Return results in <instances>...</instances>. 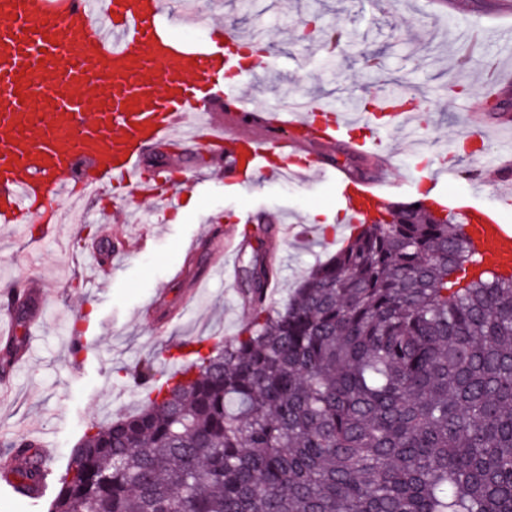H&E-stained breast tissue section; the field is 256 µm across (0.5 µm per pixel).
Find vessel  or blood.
<instances>
[{"instance_id": "1", "label": "vessel or blood", "mask_w": 512, "mask_h": 512, "mask_svg": "<svg viewBox=\"0 0 512 512\" xmlns=\"http://www.w3.org/2000/svg\"><path fill=\"white\" fill-rule=\"evenodd\" d=\"M181 0H0V224L37 221V239L61 220L52 198L81 201L119 180L142 199L174 207L178 183L142 175L146 151L180 141L214 148L224 180L245 184L288 175L305 144L330 147L349 139L355 153L383 158L380 131L408 127L411 113L383 99L369 135L350 138L349 113L327 106L268 110L226 86L233 47L243 40L210 27L196 42L183 40ZM223 114H216V104ZM494 182L476 179L450 203L477 252L512 277V223L475 197H512V157ZM348 224H360L388 205L396 187L385 182L341 184Z\"/></svg>"}]
</instances>
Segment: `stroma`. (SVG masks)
<instances>
[{"instance_id":"35a3bbf8","label":"stroma","mask_w":512,"mask_h":512,"mask_svg":"<svg viewBox=\"0 0 512 512\" xmlns=\"http://www.w3.org/2000/svg\"><path fill=\"white\" fill-rule=\"evenodd\" d=\"M210 21L241 34L263 33L267 70L257 91L266 107L282 105L286 94L310 92L312 106L333 102L348 108L363 100L419 92L429 103L416 128L421 155L397 152V132L382 133L394 150L385 163L359 159L352 181L381 177L412 184L428 193L422 158L455 168L451 194L464 193L470 180L494 179L502 156L512 155V138H484L498 115L475 108L492 87L512 85V50L485 47L497 62V81L486 80L480 63L461 66L474 29L512 24V0H201L198 9ZM346 30L342 52L332 51L333 26ZM379 56L382 69L363 65L365 54ZM172 163L196 172L201 180L181 186L198 206L184 217L160 212L129 187H104L102 199L86 200L87 221L56 225L35 244L0 224V295L26 289L37 300L41 319L16 324L21 340H34L31 360H18L0 391V434L35 438L45 435L55 450L54 466L65 469L72 448L103 416L136 411L143 394L125 370L158 351L172 350L187 337L214 341L236 336L249 310L240 295L242 261L236 250L228 280H212L203 292L191 290L201 271L219 263L216 229L224 233L263 225L257 248L275 246L278 273L270 288L282 306L317 261L341 245L340 203L335 185L319 174L304 182L282 180L254 192L224 183L213 156L200 148L172 154ZM303 219L302 238L280 234L281 225ZM111 243L105 272L90 269L87 254ZM165 301L175 317L158 328L149 310ZM83 339L81 371H74L70 337ZM111 351L100 365L97 351Z\"/></svg>"}]
</instances>
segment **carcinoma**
<instances>
[{"label": "carcinoma", "mask_w": 512, "mask_h": 512, "mask_svg": "<svg viewBox=\"0 0 512 512\" xmlns=\"http://www.w3.org/2000/svg\"><path fill=\"white\" fill-rule=\"evenodd\" d=\"M280 309L251 256L250 318L126 371L142 408L91 425L47 512H512V279L469 273L461 224L392 206ZM5 479L43 496L33 439Z\"/></svg>", "instance_id": "cac0c4a2"}]
</instances>
